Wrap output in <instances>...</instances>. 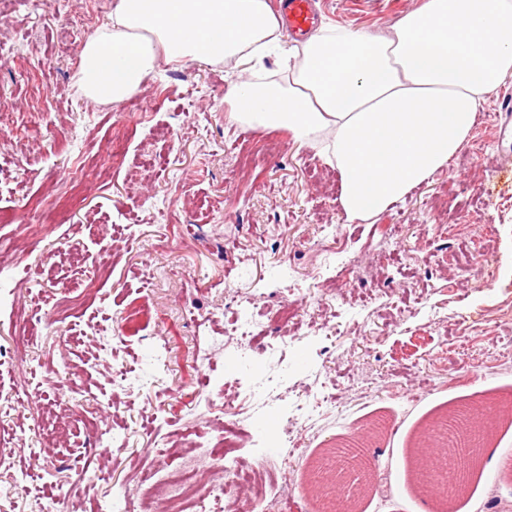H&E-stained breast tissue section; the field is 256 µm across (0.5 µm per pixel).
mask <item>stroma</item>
<instances>
[{
  "instance_id": "1",
  "label": "stroma",
  "mask_w": 512,
  "mask_h": 512,
  "mask_svg": "<svg viewBox=\"0 0 512 512\" xmlns=\"http://www.w3.org/2000/svg\"><path fill=\"white\" fill-rule=\"evenodd\" d=\"M423 2L318 9L322 25L376 32ZM114 3L0 0V250L27 237L0 270V451L27 484L0 475V512L61 488L57 512H129L147 475L209 466L194 440H219L229 404L236 456L274 479L258 512H321L313 464L377 421L397 431L365 444L376 484L355 481L357 512H440L416 480L418 439L512 395V136L497 94L447 168L350 224L319 147L229 121L234 63L161 58L123 103L85 97L64 32L89 12L101 28ZM300 287L314 304L291 328L279 310ZM129 309L143 319L117 333ZM308 389L326 413L303 431ZM105 430L120 462L102 455ZM511 459L499 416L449 512H512Z\"/></svg>"
}]
</instances>
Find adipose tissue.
<instances>
[{"label":"adipose tissue","mask_w":512,"mask_h":512,"mask_svg":"<svg viewBox=\"0 0 512 512\" xmlns=\"http://www.w3.org/2000/svg\"><path fill=\"white\" fill-rule=\"evenodd\" d=\"M279 28L266 0H116L83 47L77 83L117 105L158 55L257 65ZM287 55L296 61L287 84L228 89L229 118L321 144L341 177L346 221L366 220L446 166L512 75V0H424L387 31L324 30Z\"/></svg>","instance_id":"1"}]
</instances>
